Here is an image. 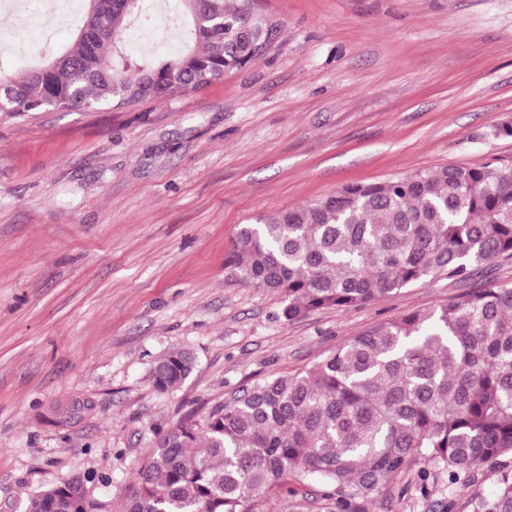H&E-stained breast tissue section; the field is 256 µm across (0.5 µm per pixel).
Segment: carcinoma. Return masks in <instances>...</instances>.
Here are the masks:
<instances>
[{"label": "carcinoma", "instance_id": "1", "mask_svg": "<svg viewBox=\"0 0 512 512\" xmlns=\"http://www.w3.org/2000/svg\"><path fill=\"white\" fill-rule=\"evenodd\" d=\"M71 40L0 87V112L58 106L132 107L199 91L257 59L268 21L225 0H83ZM191 18L193 47L170 59H132L124 36ZM512 259V161L446 165L371 183H347L301 207L244 224L226 265L283 298L282 318L356 307L433 276L474 280V265ZM174 348L150 374L162 391L193 372ZM512 458V284H474L448 303L378 322L311 367L263 378L200 419L158 437L119 507L73 475L27 497L22 512H250L248 503L288 480L318 478L338 512H357L411 462L438 464L451 484ZM472 512H512V471Z\"/></svg>", "mask_w": 512, "mask_h": 512}]
</instances>
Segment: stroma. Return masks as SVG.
<instances>
[{
    "instance_id": "35a3bbf8",
    "label": "stroma",
    "mask_w": 512,
    "mask_h": 512,
    "mask_svg": "<svg viewBox=\"0 0 512 512\" xmlns=\"http://www.w3.org/2000/svg\"><path fill=\"white\" fill-rule=\"evenodd\" d=\"M277 27L267 52L199 92L133 108L0 112V512L70 474L108 475L120 502L155 434L258 379L296 374L369 326L433 308V277L292 322L226 267L241 225L347 182L512 159V0H227ZM28 26L17 74L65 45ZM177 347L196 367L155 390ZM413 462L362 512H470L499 486ZM252 512H336L317 481ZM196 365L194 353L186 348H174L158 358L150 374L154 386L162 391L176 388L193 372Z\"/></svg>"
}]
</instances>
